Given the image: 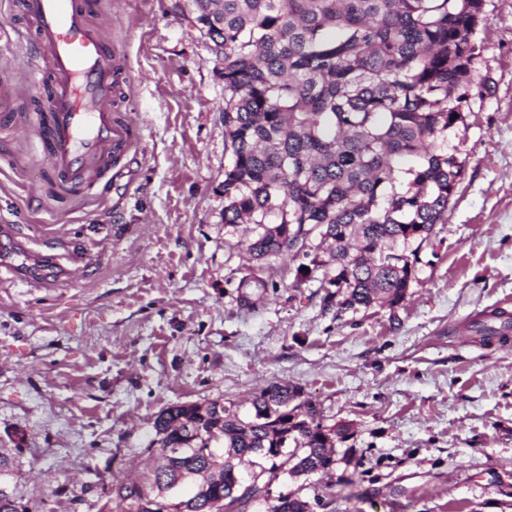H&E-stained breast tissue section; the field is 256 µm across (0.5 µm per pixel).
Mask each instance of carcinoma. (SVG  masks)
<instances>
[{
    "mask_svg": "<svg viewBox=\"0 0 512 512\" xmlns=\"http://www.w3.org/2000/svg\"><path fill=\"white\" fill-rule=\"evenodd\" d=\"M195 20L211 41L224 79V223L254 224L256 259L295 249L313 267L333 266L322 281L336 288L338 311L400 304L416 260L392 244L429 241L448 220L464 176L439 136L465 121L474 82L473 34L484 0H195ZM420 163L405 171L400 160ZM406 186H396L399 174ZM317 235L328 259L310 254ZM502 310L472 326L484 339ZM301 391L273 385L253 400L254 415L211 401L182 403L155 417L156 465L112 495L123 512H152L171 483L192 487L174 512H227L220 501L234 483L276 470L317 474L336 464L334 437L320 432L317 409ZM223 448V460L206 449ZM281 448L278 454L274 449ZM252 465L248 476L241 462ZM209 480L206 495L198 484ZM300 492L281 495L267 512H305Z\"/></svg>",
    "mask_w": 512,
    "mask_h": 512,
    "instance_id": "carcinoma-1",
    "label": "carcinoma"
}]
</instances>
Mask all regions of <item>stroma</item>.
I'll return each mask as SVG.
<instances>
[{"mask_svg": "<svg viewBox=\"0 0 512 512\" xmlns=\"http://www.w3.org/2000/svg\"><path fill=\"white\" fill-rule=\"evenodd\" d=\"M92 22L125 65L117 117L140 141L95 189L50 183L33 123L47 56L0 0V260L92 254L46 288L0 284V492L20 512H115V485L150 460L163 408L219 400L252 410L274 384L298 388L328 429L348 425L336 463L304 490L312 512H512V343L483 345L475 315L512 313V0H485L464 122L440 136L465 177L418 251L398 306L341 312L303 254L258 261L252 225L224 223V82L193 0H97ZM30 58L15 67L14 54ZM267 283L243 302L242 279Z\"/></svg>", "mask_w": 512, "mask_h": 512, "instance_id": "1", "label": "stroma"}]
</instances>
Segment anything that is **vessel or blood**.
<instances>
[{"label":"vessel or blood","mask_w":512,"mask_h":512,"mask_svg":"<svg viewBox=\"0 0 512 512\" xmlns=\"http://www.w3.org/2000/svg\"><path fill=\"white\" fill-rule=\"evenodd\" d=\"M96 0H20L35 41L49 55L48 88L34 120L43 162L63 186L84 190L132 149L137 128L114 112L121 66L89 21Z\"/></svg>","instance_id":"b4317fda"}]
</instances>
